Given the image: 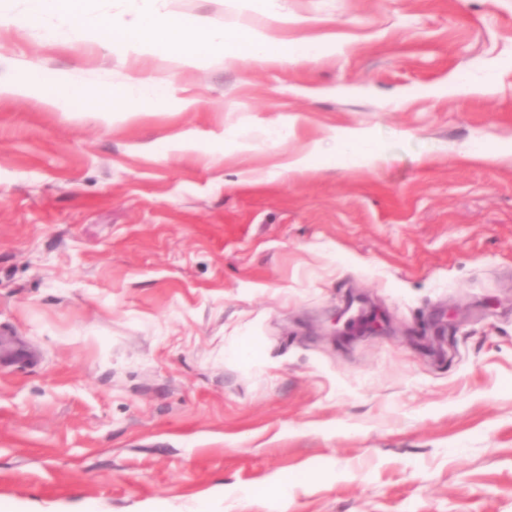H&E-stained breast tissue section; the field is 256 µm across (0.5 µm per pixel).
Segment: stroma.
<instances>
[{"instance_id":"1","label":"stroma","mask_w":512,"mask_h":512,"mask_svg":"<svg viewBox=\"0 0 512 512\" xmlns=\"http://www.w3.org/2000/svg\"><path fill=\"white\" fill-rule=\"evenodd\" d=\"M279 4L276 38L337 52L191 67L0 26V79L86 99L0 96V512H512V0ZM129 81L193 106L96 111ZM364 305L387 332L334 340ZM4 93L18 96L40 94L54 106H66L84 96L83 89L74 85L68 76H49L36 66L28 68L20 82L1 80L0 95Z\"/></svg>"}]
</instances>
